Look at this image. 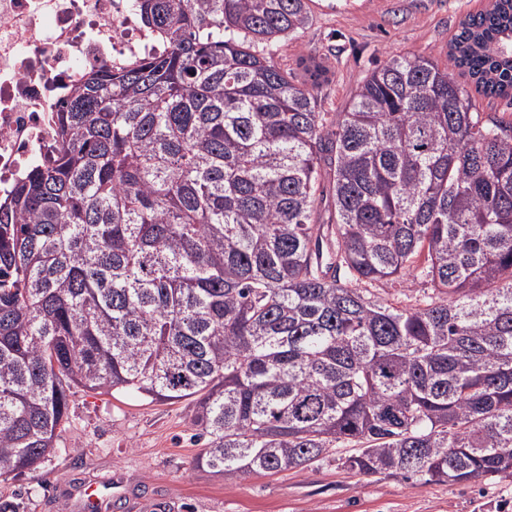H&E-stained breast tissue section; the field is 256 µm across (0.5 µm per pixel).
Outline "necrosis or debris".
Instances as JSON below:
<instances>
[{
	"label": "necrosis or debris",
	"mask_w": 512,
	"mask_h": 512,
	"mask_svg": "<svg viewBox=\"0 0 512 512\" xmlns=\"http://www.w3.org/2000/svg\"><path fill=\"white\" fill-rule=\"evenodd\" d=\"M155 46L130 0H0V198L56 146V112L84 71Z\"/></svg>",
	"instance_id": "1"
}]
</instances>
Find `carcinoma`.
<instances>
[{
  "label": "carcinoma",
  "mask_w": 512,
  "mask_h": 512,
  "mask_svg": "<svg viewBox=\"0 0 512 512\" xmlns=\"http://www.w3.org/2000/svg\"><path fill=\"white\" fill-rule=\"evenodd\" d=\"M161 49L85 74L0 199V478L56 452L74 386L195 398L233 480L512 478V119L430 56L318 110L258 45L308 0H132ZM448 56L512 96V0ZM333 217L312 220L322 173ZM432 284L402 304L374 284Z\"/></svg>",
  "instance_id": "cac0c4a2"
}]
</instances>
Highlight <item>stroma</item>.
<instances>
[{
    "mask_svg": "<svg viewBox=\"0 0 512 512\" xmlns=\"http://www.w3.org/2000/svg\"><path fill=\"white\" fill-rule=\"evenodd\" d=\"M491 0H312L305 33L272 44L301 83L310 68L323 112H341L364 78L391 57L415 52L447 66L448 42ZM192 399L148 400L73 388L56 453L37 469L0 480L11 512H512V480L434 483L400 473L352 476L333 460L296 473L233 480L196 467L204 446Z\"/></svg>",
    "mask_w": 512,
    "mask_h": 512,
    "instance_id": "35a3bbf8",
    "label": "stroma"
}]
</instances>
